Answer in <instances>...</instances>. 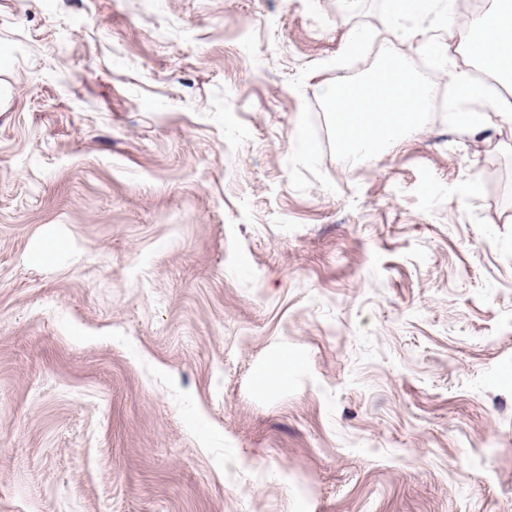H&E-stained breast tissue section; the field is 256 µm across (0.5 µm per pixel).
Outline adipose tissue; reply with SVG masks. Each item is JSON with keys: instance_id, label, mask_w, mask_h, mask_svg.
Instances as JSON below:
<instances>
[{"instance_id": "1", "label": "adipose tissue", "mask_w": 512, "mask_h": 512, "mask_svg": "<svg viewBox=\"0 0 512 512\" xmlns=\"http://www.w3.org/2000/svg\"><path fill=\"white\" fill-rule=\"evenodd\" d=\"M464 45L492 73L512 75V0H495L493 8L464 23ZM388 90L373 92L366 83L338 82L326 93L336 114V138L364 156H376L403 133L421 131L420 114L428 90L407 67L388 70Z\"/></svg>"}]
</instances>
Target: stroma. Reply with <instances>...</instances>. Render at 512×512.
I'll use <instances>...</instances> for the list:
<instances>
[{"instance_id":"stroma-1","label":"stroma","mask_w":512,"mask_h":512,"mask_svg":"<svg viewBox=\"0 0 512 512\" xmlns=\"http://www.w3.org/2000/svg\"><path fill=\"white\" fill-rule=\"evenodd\" d=\"M392 25L478 70L446 0H0V512H512V122L347 163Z\"/></svg>"}]
</instances>
